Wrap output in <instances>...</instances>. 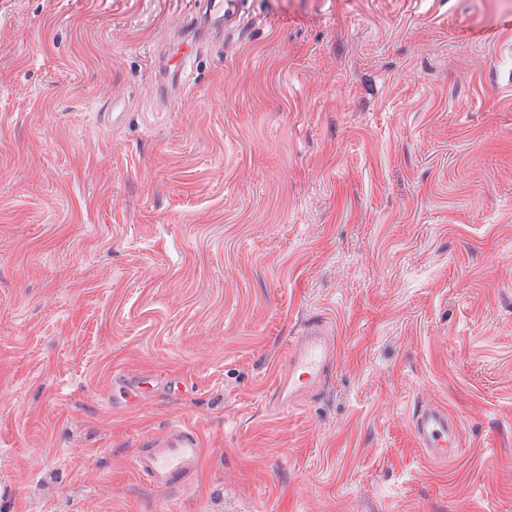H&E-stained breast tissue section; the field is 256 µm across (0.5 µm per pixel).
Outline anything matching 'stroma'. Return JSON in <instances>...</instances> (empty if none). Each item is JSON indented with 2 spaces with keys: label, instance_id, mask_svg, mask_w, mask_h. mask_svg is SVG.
I'll list each match as a JSON object with an SVG mask.
<instances>
[{
  "label": "stroma",
  "instance_id": "stroma-1",
  "mask_svg": "<svg viewBox=\"0 0 512 512\" xmlns=\"http://www.w3.org/2000/svg\"><path fill=\"white\" fill-rule=\"evenodd\" d=\"M232 2L0 0V512H512V0ZM203 38V37H202ZM202 38L196 39L191 45H188L186 42H182L177 50L178 52L176 55L180 54L178 57H176L172 62V59L174 55H169L166 58L165 61V69L167 71V74H170L171 71V65L173 66L174 73L173 78L176 83V87H179V81L183 80V83L186 85L188 82V79L190 77V73L186 69V60L192 57V55L195 53V50L197 48V44L202 40ZM180 88V87H179ZM322 320H312L289 345L287 368L281 372L278 395L282 402L307 395L320 382L325 367L334 362L335 347ZM411 431L417 445L436 461H447L460 450L459 428L448 414L433 405H421L412 412ZM202 442L199 434L186 424H174L167 433L151 437L146 448L135 455L137 471L160 490H168L178 479L199 464Z\"/></svg>",
  "mask_w": 512,
  "mask_h": 512
}]
</instances>
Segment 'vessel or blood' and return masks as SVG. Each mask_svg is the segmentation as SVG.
Here are the masks:
<instances>
[{
  "label": "vessel or blood",
  "instance_id": "1",
  "mask_svg": "<svg viewBox=\"0 0 512 512\" xmlns=\"http://www.w3.org/2000/svg\"><path fill=\"white\" fill-rule=\"evenodd\" d=\"M335 347L322 321H310L301 335L289 345L287 367L281 372L278 395L288 401L308 394L320 382L325 368L333 363ZM411 431L417 445L436 461L453 458L459 452L460 431L445 411L422 405L412 412ZM202 442L188 425L174 424L167 433L150 438L146 447L137 449V471L153 485L166 490L199 464Z\"/></svg>",
  "mask_w": 512,
  "mask_h": 512
}]
</instances>
